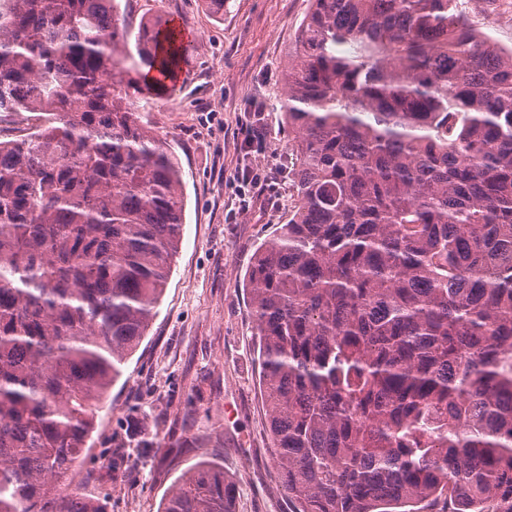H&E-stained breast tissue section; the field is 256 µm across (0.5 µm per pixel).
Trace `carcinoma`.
I'll return each instance as SVG.
<instances>
[{
  "label": "carcinoma",
  "mask_w": 512,
  "mask_h": 512,
  "mask_svg": "<svg viewBox=\"0 0 512 512\" xmlns=\"http://www.w3.org/2000/svg\"><path fill=\"white\" fill-rule=\"evenodd\" d=\"M280 94L296 201L247 272L293 512H512V47L460 0H311ZM117 0H0V512H105L83 483L105 394L183 232L141 120L178 69ZM160 512H234L201 460ZM44 122L43 118L34 117V113L22 112L21 115L7 117L0 123V139L14 140L24 138ZM15 129V130H13Z\"/></svg>",
  "instance_id": "1"
}]
</instances>
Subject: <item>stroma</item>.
I'll use <instances>...</instances> for the list:
<instances>
[{
  "mask_svg": "<svg viewBox=\"0 0 512 512\" xmlns=\"http://www.w3.org/2000/svg\"><path fill=\"white\" fill-rule=\"evenodd\" d=\"M310 0H118L130 29L169 18L188 50L143 121L177 158L184 184L178 254L147 335L98 412L94 454L80 478L106 512H158L174 480L212 458L234 482L235 512H289L270 454L244 276L257 247L288 219L295 190L280 119L284 61ZM263 107L264 145L239 151L235 132ZM268 185L239 210L245 164Z\"/></svg>",
  "mask_w": 512,
  "mask_h": 512,
  "instance_id": "stroma-1",
  "label": "stroma"
}]
</instances>
